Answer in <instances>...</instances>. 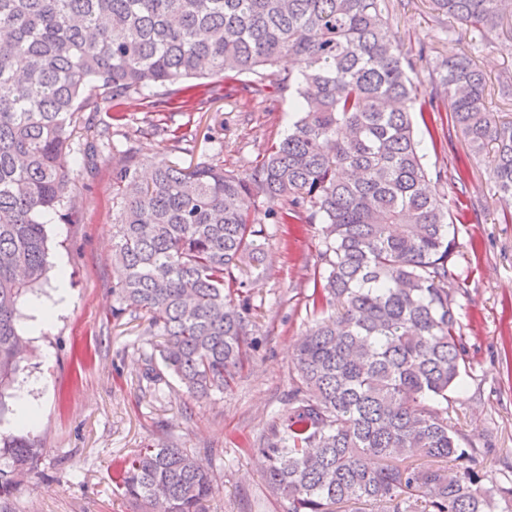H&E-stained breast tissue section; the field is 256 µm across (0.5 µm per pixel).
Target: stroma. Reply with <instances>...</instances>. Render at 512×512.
<instances>
[{"instance_id":"obj_1","label":"stroma","mask_w":512,"mask_h":512,"mask_svg":"<svg viewBox=\"0 0 512 512\" xmlns=\"http://www.w3.org/2000/svg\"><path fill=\"white\" fill-rule=\"evenodd\" d=\"M388 21L404 48L425 45L428 58L413 81L431 90L442 61L470 55L489 86L512 81V24L490 38L465 23L437 14L431 0H389ZM297 95L240 94L192 111L165 109L166 126L192 130V141L173 143L146 125L147 102L134 98L112 142L134 147L141 169L159 160L195 167L220 163L245 173L272 142L286 136L298 117ZM111 118L106 112L76 117L71 142L75 187L71 223L51 217L49 261L65 264L70 303L40 336L30 337L33 356L5 397L9 414L0 432L34 440L44 450L39 474L25 477L0 512H141L118 495V465L144 447L173 444L197 453L217 476L218 488L204 512H284L269 496L254 449L272 416L288 407L295 375V346L306 332L312 273L320 262V224H268L264 261L248 277L254 327L252 351L231 386L209 397H189L176 380L154 396L142 377L148 338L144 319L113 321L112 263L116 191L112 166L84 163L86 145ZM429 172L463 171L460 183L437 190L455 215L457 269L463 279L454 299L467 351L462 385L449 394V415L485 485L498 484L512 463V222L486 162L471 155L463 137L438 118L426 130L414 118ZM38 407L35 426L15 424L21 396Z\"/></svg>"}]
</instances>
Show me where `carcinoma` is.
<instances>
[{
	"instance_id": "cac0c4a2",
	"label": "carcinoma",
	"mask_w": 512,
	"mask_h": 512,
	"mask_svg": "<svg viewBox=\"0 0 512 512\" xmlns=\"http://www.w3.org/2000/svg\"><path fill=\"white\" fill-rule=\"evenodd\" d=\"M485 34L512 0H433ZM387 0H0V418L31 350L19 305L48 283L45 217L70 201L69 142L79 112H113L152 91L184 107L215 92L296 87L299 117L245 174L160 161L141 183L136 152L112 163L120 206L112 319L148 321L145 378L175 375L199 398L230 385L252 332L246 262L262 261L256 199L275 224L320 220L325 268L313 274L312 323L298 345L288 408L259 447L269 493L285 512L399 501L415 512H512V477L486 487L448 419L466 372L452 287L460 285L448 207L431 182L411 113H448L470 150L489 152L512 199V120L487 106L465 55L415 95L417 61L396 44ZM290 55L298 72L272 71ZM251 73L253 85H234ZM186 79L199 83L183 85ZM43 449L0 436V499L38 471ZM451 460L449 470L441 463ZM214 473L184 448H141L119 494L145 512H201Z\"/></svg>"
}]
</instances>
